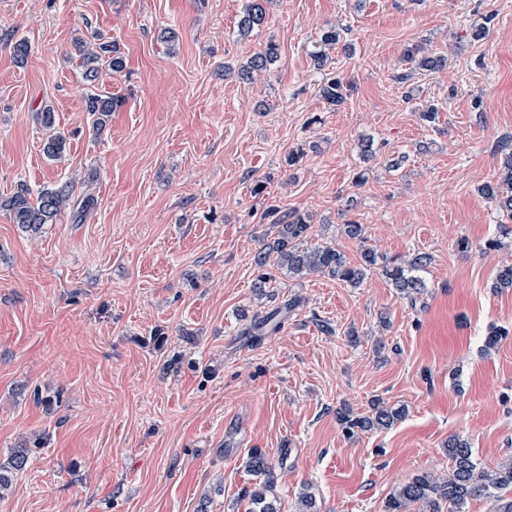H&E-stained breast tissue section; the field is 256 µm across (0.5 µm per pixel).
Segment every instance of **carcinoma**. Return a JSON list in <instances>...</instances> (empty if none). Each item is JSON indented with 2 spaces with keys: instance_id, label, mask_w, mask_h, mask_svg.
<instances>
[{
  "instance_id": "1",
  "label": "carcinoma",
  "mask_w": 512,
  "mask_h": 512,
  "mask_svg": "<svg viewBox=\"0 0 512 512\" xmlns=\"http://www.w3.org/2000/svg\"><path fill=\"white\" fill-rule=\"evenodd\" d=\"M272 0H246V4L237 22L239 35L249 36L264 25L269 14ZM341 34L336 29H326L311 53L317 68L325 66L327 55L325 48L340 41ZM74 50L84 68V78L95 82L99 76L101 63H106L114 72L125 68V59L116 46L109 43L92 45L83 40L74 42ZM278 58V48L269 43L255 53L250 60L237 71V77L251 81L257 73L266 72ZM406 61L413 68L434 72L447 64L445 55L431 49L416 46L407 50ZM345 86L342 80L329 77L319 88L320 96L330 105L339 106L345 101ZM121 100L107 94H89L85 98V110L94 116L93 125L102 130ZM40 126L53 131L43 144V153L50 159H59L64 155L67 138L56 131V113L46 108L35 113ZM504 170L501 182L488 183L483 187L486 198L497 203L500 211L512 217V143L502 146ZM97 200L94 195L74 196V185L70 181L56 184L31 197L28 190L20 188L8 197H0V209L9 211L18 227L28 233L37 234L47 224H54L64 213H69L73 221H84L87 213L95 209ZM264 218L268 223L278 226V237L260 249L254 256L257 276L254 279L256 294L267 296L271 277L265 270L269 260L288 273L289 277H304L312 273H324L337 281L351 286L360 284L371 267L377 265L378 256L365 249L356 263L348 260L344 254L329 246H309L306 244L311 220L308 215L297 210H288L279 205L267 208ZM430 261L426 254H415L411 258L395 263L385 269V273L397 288L401 297L416 302L423 294L426 285L415 272ZM299 304L294 299L288 302L284 310L276 308L262 317H257L247 328V333L267 335L278 331L285 318ZM404 416V409H395L377 404L369 416H355L350 411L339 413L338 420L349 434L355 430L370 431L386 429ZM449 469L443 476L421 474L398 486L386 502V512H467L470 501L483 498L494 504V512H512V458L492 469L482 467L476 461L468 441L451 436L446 444ZM246 469L260 478L254 489L248 492L250 512H280L277 507L276 474L272 464L262 451H252L246 461Z\"/></svg>"
}]
</instances>
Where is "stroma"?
I'll list each match as a JSON object with an SVG mask.
<instances>
[{
    "label": "stroma",
    "instance_id": "1",
    "mask_svg": "<svg viewBox=\"0 0 512 512\" xmlns=\"http://www.w3.org/2000/svg\"><path fill=\"white\" fill-rule=\"evenodd\" d=\"M244 4L0 0V196L73 177L97 200L36 236L0 209V467L27 451L0 512H247L256 449L283 464L280 512L307 490L314 512H384L397 486L447 471L449 436L484 467L512 457V289L493 287L512 219L479 192L512 139V0H273L243 38ZM331 27L344 44L319 70L310 53ZM98 34L125 68L90 84L73 41ZM270 42V71L225 75ZM415 45L448 65L403 89ZM328 73L341 106L319 95ZM92 93L122 101L100 133ZM46 108L69 142L58 160L35 120ZM272 204L311 215L310 243L354 262L367 246L377 265L355 287L272 266L257 299ZM351 220L366 243L345 236ZM418 252L431 261L412 304L384 270ZM292 298L277 333L245 335ZM493 326L507 336L487 353ZM378 398L405 418L347 435L338 411Z\"/></svg>",
    "mask_w": 512,
    "mask_h": 512
}]
</instances>
